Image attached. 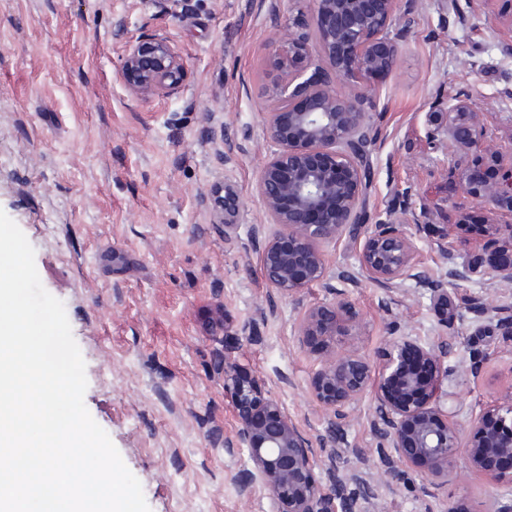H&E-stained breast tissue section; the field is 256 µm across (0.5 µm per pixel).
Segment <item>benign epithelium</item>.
Here are the masks:
<instances>
[{
  "label": "benign epithelium",
  "instance_id": "1",
  "mask_svg": "<svg viewBox=\"0 0 512 512\" xmlns=\"http://www.w3.org/2000/svg\"><path fill=\"white\" fill-rule=\"evenodd\" d=\"M309 4L311 31H290L270 48L276 72L271 93L278 107L267 113L266 131L275 150L259 173L257 191L280 233L264 246L263 272L272 288L294 297L326 276L320 245L348 232L359 238L361 276L391 294L401 282L423 278L417 239L408 223H361L369 116L363 109L364 92L341 94L336 83L355 84L394 66L398 47L389 27L397 14L404 27H411L413 0ZM317 57L330 69L320 68ZM121 72L131 90L148 100L179 85L185 66L166 39L150 38L128 45ZM447 112L448 138L458 147H479L478 112L472 102L454 98ZM479 171V166L462 170L467 194L512 213V176L484 183ZM239 209L237 190L224 185V195L213 198V210L224 223L227 242L233 239ZM438 249L448 263L447 282H438V290L445 284L486 279L512 285V245L493 249L488 264L457 263L446 235ZM471 307L512 343L511 309L489 310L475 298ZM356 317L352 303L340 299L308 308L297 326L301 343L319 350L320 368L310 383L312 399L334 416L328 435L316 440L241 363L239 339L231 336V343L224 345V390L238 420L224 449L247 450L250 465L236 478L238 493L248 499L264 490L267 512H381L372 476L358 465H347L351 458L362 462L365 451L348 444L343 434L369 393L377 453L389 469H414L433 483H444L461 460L473 471L487 470L493 456L512 460V389L504 395V405L484 408L464 433L455 420L452 397L443 388L450 372L448 337L429 342L395 337L377 369L356 349H336V337Z\"/></svg>",
  "mask_w": 512,
  "mask_h": 512
}]
</instances>
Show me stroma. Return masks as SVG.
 <instances>
[{"mask_svg": "<svg viewBox=\"0 0 512 512\" xmlns=\"http://www.w3.org/2000/svg\"><path fill=\"white\" fill-rule=\"evenodd\" d=\"M415 24L394 17L395 67L367 75L371 117L366 148L370 224L413 212L419 261L431 282L403 281L390 311L384 291L362 280L358 243L324 245L327 277L300 299L277 294L261 265L277 233L257 193L273 151L265 114L269 48L278 33L310 22L307 0H0V210L35 252L43 287L64 304L86 363L84 403L140 481L150 512H266L263 492L240 498L234 478L248 452L228 453L237 417L217 364L224 337L241 340L242 363L310 437L332 415L313 401L319 357L295 326L304 307L344 291L358 312L342 345L379 363L394 336L451 337L448 364L487 353L478 378L449 374L457 421L468 427L512 387V346L468 310L463 297L512 304V289L473 281L433 282L447 266L436 248L447 236L457 260L489 256L487 242L512 241V216L470 198L460 172L470 149L450 147L435 102L468 96L480 114L482 147L495 149L493 178L512 170V0H414ZM166 38L185 81L150 100L134 95L121 64L128 42ZM233 155L225 163V155ZM233 185L242 208L232 242L210 199ZM128 267L107 270L113 249ZM345 279H337V271ZM371 398L345 428L349 444L375 452ZM384 512H487L512 503V477L450 473L442 485L400 471L383 491Z\"/></svg>", "mask_w": 512, "mask_h": 512, "instance_id": "stroma-1", "label": "stroma"}]
</instances>
